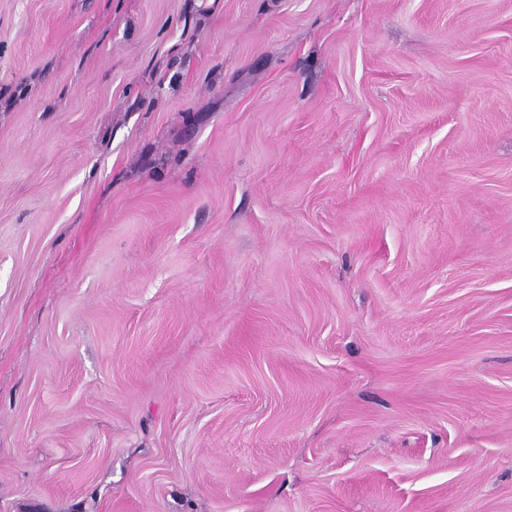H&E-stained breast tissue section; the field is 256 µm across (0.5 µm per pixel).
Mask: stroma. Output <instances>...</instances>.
Segmentation results:
<instances>
[{
    "label": "stroma",
    "mask_w": 512,
    "mask_h": 512,
    "mask_svg": "<svg viewBox=\"0 0 512 512\" xmlns=\"http://www.w3.org/2000/svg\"><path fill=\"white\" fill-rule=\"evenodd\" d=\"M0 512H512V0H0Z\"/></svg>",
    "instance_id": "obj_1"
}]
</instances>
